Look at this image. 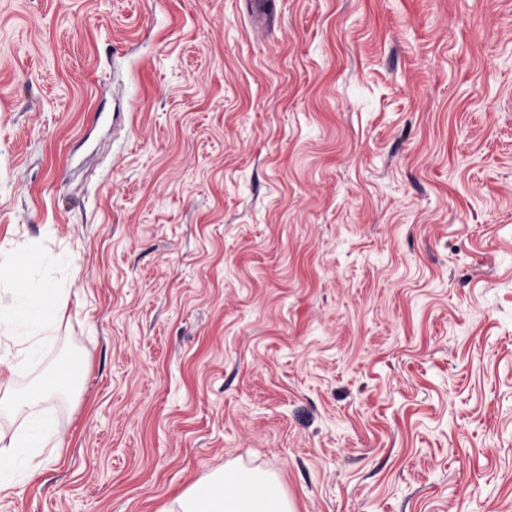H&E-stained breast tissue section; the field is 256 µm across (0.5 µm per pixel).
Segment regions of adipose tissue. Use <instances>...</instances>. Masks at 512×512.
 Listing matches in <instances>:
<instances>
[{"instance_id": "ef3b65f1", "label": "adipose tissue", "mask_w": 512, "mask_h": 512, "mask_svg": "<svg viewBox=\"0 0 512 512\" xmlns=\"http://www.w3.org/2000/svg\"><path fill=\"white\" fill-rule=\"evenodd\" d=\"M0 334L19 346L16 359L0 358V387H10L19 365L37 361L54 330L57 309L65 301L61 288H30L25 272L11 252L0 250ZM59 392L51 379H43L24 395L0 398V408L22 418L20 429L0 446V490L15 484L21 460L46 447L59 424L41 407ZM167 512H294L275 474L239 465H227L181 493Z\"/></svg>"}]
</instances>
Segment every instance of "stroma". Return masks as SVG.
Segmentation results:
<instances>
[{"label":"stroma","mask_w":512,"mask_h":512,"mask_svg":"<svg viewBox=\"0 0 512 512\" xmlns=\"http://www.w3.org/2000/svg\"><path fill=\"white\" fill-rule=\"evenodd\" d=\"M0 0V247L72 390L0 512H512V0ZM167 512H294L275 474L224 465L181 493Z\"/></svg>","instance_id":"35a3bbf8"}]
</instances>
